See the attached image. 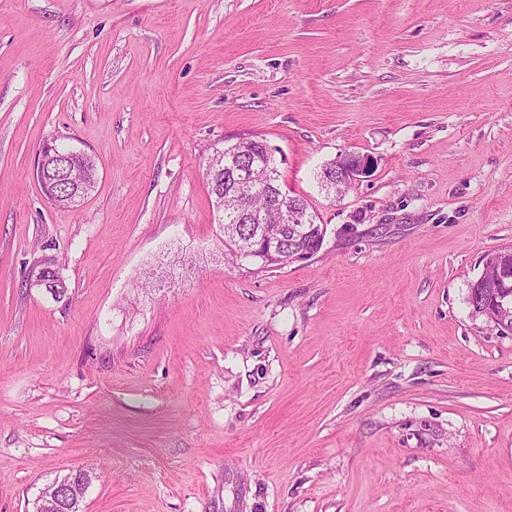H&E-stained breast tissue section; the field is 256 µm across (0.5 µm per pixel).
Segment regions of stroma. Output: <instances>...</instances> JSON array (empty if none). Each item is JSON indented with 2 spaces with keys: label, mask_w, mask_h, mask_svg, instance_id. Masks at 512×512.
<instances>
[{
  "label": "stroma",
  "mask_w": 512,
  "mask_h": 512,
  "mask_svg": "<svg viewBox=\"0 0 512 512\" xmlns=\"http://www.w3.org/2000/svg\"><path fill=\"white\" fill-rule=\"evenodd\" d=\"M246 137L311 257L225 265L205 164ZM505 246L512 0H0V512L93 463L84 512H512V335L466 301ZM224 166L220 167L219 169L215 170H206V176L211 177L213 174H217L218 178L224 179V168L228 171H236L240 167L239 165L235 167H227V165L230 164V161L232 157L236 156L237 151H242L241 154H239V159L242 158L245 160H251L254 161V163H257L258 165L262 166V170H256L254 173L255 179L260 181L262 184L261 186L266 189L269 193H274L277 195H284V199H282V204L284 207H288L289 209H295L298 210L300 213L308 214L307 211V204L303 199L296 196H290L288 192L283 191L280 182V174L279 170L276 166V161L274 159V156L269 151L266 145L257 146L254 144H251L250 146L246 148H242L238 145V142L224 147ZM267 172H266V170ZM265 177L267 179L265 180ZM70 164L81 171L82 181L79 185L71 187L65 179L53 184V204L59 207H71L84 199L93 191L96 185L97 163L89 154L75 153ZM366 168V162L350 165L343 161L337 165L327 164L321 171L320 182L322 186L330 187L336 180L351 182ZM284 219H285V224H289L291 227L288 228V236L285 237V240L283 242L284 250L288 251V252L284 253L287 256H282L283 257L282 259L288 260L289 254H295L300 251L307 250L308 248L313 249L316 246H318L319 249L321 248L323 239H322V243L321 242L318 243V241H317V243L316 242L314 243L313 240H315L316 236L320 235V234L323 238L324 234L322 233V230H323L322 224H314V223H312V221H309L308 217H306V216L304 219H299L296 217L293 220V219H291L290 216H288V210L286 211V215H285ZM296 222L312 223V224H295ZM314 227H316V229L314 230L313 233H311V234L306 233Z\"/></svg>",
  "instance_id": "stroma-1"
}]
</instances>
